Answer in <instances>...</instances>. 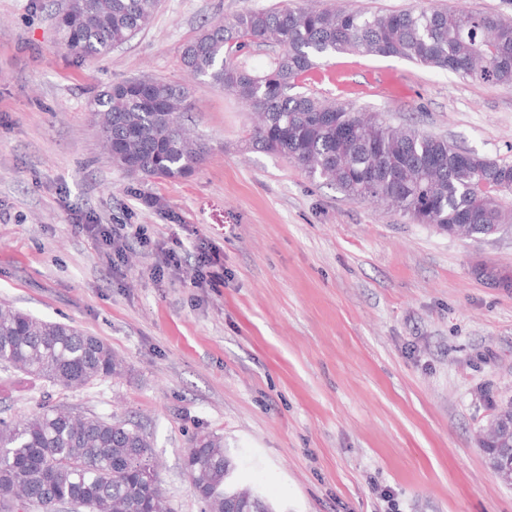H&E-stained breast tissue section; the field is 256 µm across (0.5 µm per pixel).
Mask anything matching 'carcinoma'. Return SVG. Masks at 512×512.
Here are the masks:
<instances>
[{
  "label": "carcinoma",
  "instance_id": "1",
  "mask_svg": "<svg viewBox=\"0 0 512 512\" xmlns=\"http://www.w3.org/2000/svg\"><path fill=\"white\" fill-rule=\"evenodd\" d=\"M159 0H67L57 26L62 44L85 60L109 54L150 24ZM278 49L251 73L238 62L251 46ZM335 54L396 57L464 79L512 87V18L427 8L364 13L331 8L246 10L210 22L182 51L189 73L259 116L245 131L253 148L293 161L349 199L395 207L417 224H470L480 238L512 222V161L459 150L415 127L393 126L351 104L298 91L318 59ZM184 88L153 78L120 81L96 94L92 112L112 162L131 177L191 175L205 147L183 124ZM0 364L46 389L83 387L119 376L122 362L101 339L67 323L0 306ZM209 512L224 506L269 512L227 484L224 440L200 435L185 458ZM151 443L138 426L44 405L19 423L0 421V512H167L161 506Z\"/></svg>",
  "mask_w": 512,
  "mask_h": 512
}]
</instances>
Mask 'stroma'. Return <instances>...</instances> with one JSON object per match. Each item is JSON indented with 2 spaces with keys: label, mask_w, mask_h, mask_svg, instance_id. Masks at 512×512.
<instances>
[{
  "label": "stroma",
  "mask_w": 512,
  "mask_h": 512,
  "mask_svg": "<svg viewBox=\"0 0 512 512\" xmlns=\"http://www.w3.org/2000/svg\"><path fill=\"white\" fill-rule=\"evenodd\" d=\"M330 0H160L151 23L84 61L60 43L66 0H0V303L102 339L125 372L45 395L0 366V416L51 403L136 424L163 507L204 512L184 469L196 436L223 437L233 480L273 512H512L480 429L512 399V292L474 264L512 268V223L479 241L310 178L247 149L243 104L190 75L184 45L246 9ZM512 17V0H346ZM150 77L183 86L207 149L190 177L136 179L102 146L89 102ZM307 93L512 161V88L399 58L335 55ZM159 206L149 205V198ZM126 227L120 256L72 213ZM206 244L224 280L195 276ZM181 269L157 276L162 249Z\"/></svg>",
  "instance_id": "35a3bbf8"
}]
</instances>
